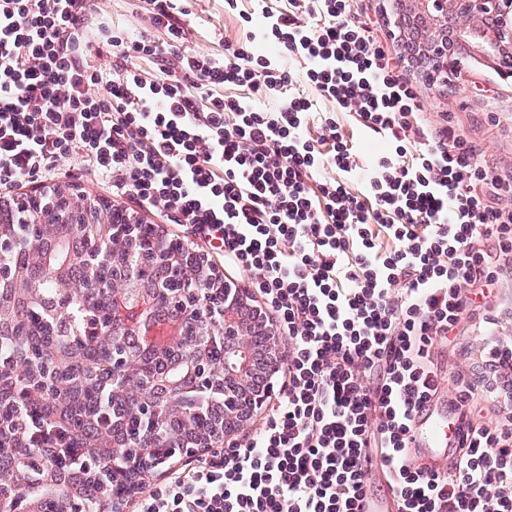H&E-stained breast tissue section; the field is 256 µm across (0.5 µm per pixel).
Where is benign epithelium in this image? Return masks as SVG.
<instances>
[{
  "mask_svg": "<svg viewBox=\"0 0 512 512\" xmlns=\"http://www.w3.org/2000/svg\"><path fill=\"white\" fill-rule=\"evenodd\" d=\"M406 10L397 13L396 24L400 36L406 28L401 23L408 17L422 35L420 48L429 62L423 72L426 81L435 84L448 80V71L458 66L464 57L491 62L499 55L512 52V0H405ZM11 207L29 211L34 215L30 226L31 239L40 235L49 220L63 219L74 224L97 225L102 220L89 216V204L76 189L63 187L53 193L39 191L20 195ZM114 221L104 226L106 246L90 257L94 262L107 256L117 257L129 242L136 239L137 225L141 220L132 218L126 211L112 209ZM203 256L192 249L170 261L174 272L191 270L203 265ZM127 283L112 280L109 320L114 331H130L143 337L158 349L176 347L183 336L177 322H156L149 317L151 303L140 302L131 306L127 300ZM207 334L221 336L227 347L224 377L235 381L234 389L227 393L224 407V441L242 430L251 420L255 410L261 408L272 393L271 379L285 361L276 328L267 321L263 312L254 304L249 290L238 284L224 281V303L204 318ZM266 336V346L255 348L254 336ZM152 382L140 378L132 366H127L112 378V392L149 391ZM160 462L144 453H131L124 448L112 451V469L123 475L150 473Z\"/></svg>",
  "mask_w": 512,
  "mask_h": 512,
  "instance_id": "benign-epithelium-1",
  "label": "benign epithelium"
}]
</instances>
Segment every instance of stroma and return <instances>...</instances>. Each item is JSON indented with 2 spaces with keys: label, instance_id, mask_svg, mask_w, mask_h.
Instances as JSON below:
<instances>
[{
  "label": "stroma",
  "instance_id": "1",
  "mask_svg": "<svg viewBox=\"0 0 512 512\" xmlns=\"http://www.w3.org/2000/svg\"><path fill=\"white\" fill-rule=\"evenodd\" d=\"M94 22H103L137 33L147 28L143 0H94ZM192 22L189 47L199 53L220 55L224 44L243 34L237 13L224 9V0H185ZM416 80L428 124L456 125L479 149L483 159L501 178L512 181V85L502 83L495 63L463 64L449 72L440 86L422 81L419 70L409 72ZM461 351L446 355L445 369L464 371L470 380L490 379L488 336L512 342V274L499 285L495 323L485 331L473 322L463 324Z\"/></svg>",
  "mask_w": 512,
  "mask_h": 512
}]
</instances>
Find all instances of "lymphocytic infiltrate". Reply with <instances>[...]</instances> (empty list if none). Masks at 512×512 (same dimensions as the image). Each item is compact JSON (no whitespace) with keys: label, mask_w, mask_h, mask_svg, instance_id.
Returning <instances> with one entry per match:
<instances>
[{"label":"lymphocytic infiltrate","mask_w":512,"mask_h":512,"mask_svg":"<svg viewBox=\"0 0 512 512\" xmlns=\"http://www.w3.org/2000/svg\"><path fill=\"white\" fill-rule=\"evenodd\" d=\"M146 2L133 35L90 25L92 0H0V190L72 159L70 177L250 272L288 352L262 428L167 468L131 512H376L375 472L394 512H512V343L490 347L484 389L434 356L466 315L493 323L488 292L512 273L499 176L455 125L425 123L353 0H225L244 33L219 57L188 50L179 0ZM446 380L458 443L441 470L413 463L411 432ZM79 430L27 432L64 472L40 512L90 505L71 489Z\"/></svg>","instance_id":"lymphocytic-infiltrate-1"}]
</instances>
